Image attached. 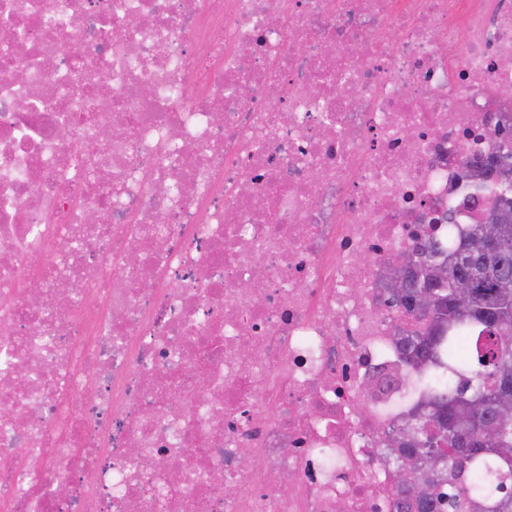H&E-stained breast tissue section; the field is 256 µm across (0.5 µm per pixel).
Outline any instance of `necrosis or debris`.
<instances>
[{"label": "necrosis or debris", "mask_w": 512, "mask_h": 512, "mask_svg": "<svg viewBox=\"0 0 512 512\" xmlns=\"http://www.w3.org/2000/svg\"><path fill=\"white\" fill-rule=\"evenodd\" d=\"M492 122L512 0H0V512H397L386 268Z\"/></svg>", "instance_id": "1"}]
</instances>
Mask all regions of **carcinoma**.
Here are the masks:
<instances>
[{"label": "carcinoma", "instance_id": "carcinoma-1", "mask_svg": "<svg viewBox=\"0 0 512 512\" xmlns=\"http://www.w3.org/2000/svg\"><path fill=\"white\" fill-rule=\"evenodd\" d=\"M463 207H503L512 213V191L494 180L472 186ZM501 247L483 246L485 224L471 225L466 243L443 251L429 242L408 250L418 288L432 290L428 311L413 309L410 288H391L384 299L394 318L418 327L401 337L403 383L416 399L382 462L398 470L409 464L419 473L421 493L395 487L399 503L415 512H512V220L499 225ZM467 277L469 298L460 304L451 285ZM437 454L441 469L424 467Z\"/></svg>", "mask_w": 512, "mask_h": 512}]
</instances>
